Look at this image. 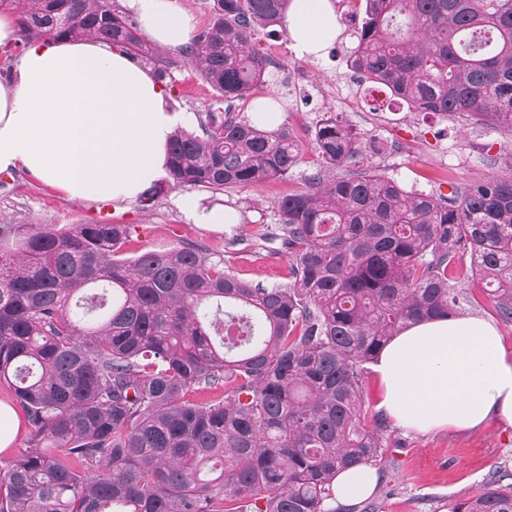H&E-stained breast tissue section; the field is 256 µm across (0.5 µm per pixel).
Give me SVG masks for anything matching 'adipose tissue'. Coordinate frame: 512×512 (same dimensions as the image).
Listing matches in <instances>:
<instances>
[{
    "label": "adipose tissue",
    "mask_w": 512,
    "mask_h": 512,
    "mask_svg": "<svg viewBox=\"0 0 512 512\" xmlns=\"http://www.w3.org/2000/svg\"><path fill=\"white\" fill-rule=\"evenodd\" d=\"M142 31L162 47L191 40L193 21L176 0H126ZM288 32L299 54L336 37L331 0H292ZM182 121L147 68L105 41L31 44L11 81L0 83V172L22 168L70 197L135 200L167 173V145ZM382 407L416 432L512 424V357L496 327L471 316L418 323L382 350ZM374 468L341 471L333 505L371 494Z\"/></svg>",
    "instance_id": "1"
}]
</instances>
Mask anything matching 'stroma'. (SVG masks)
Wrapping results in <instances>:
<instances>
[{"label": "stroma", "mask_w": 512, "mask_h": 512, "mask_svg": "<svg viewBox=\"0 0 512 512\" xmlns=\"http://www.w3.org/2000/svg\"><path fill=\"white\" fill-rule=\"evenodd\" d=\"M339 32V39L320 56L295 53L284 63L289 72L310 66L317 88L313 99H303L287 83L269 87V94L282 100L283 117L290 125L302 131L312 127L319 113H339L362 140L372 139L383 146L381 154H365V165L415 190H444L452 182L503 173V162L512 153L511 129H494L471 120L458 122L433 112H410L391 105L386 93L364 91L359 75L346 66L356 39L347 27H340ZM176 77L178 84L170 98L175 110L194 116L219 107L218 94L197 72L185 67ZM298 185V177L293 176L223 193L194 190L190 193L196 206L192 212L178 206L175 190L162 195L148 212L140 211L134 201L113 202L108 208L113 223L141 228L127 247V257L150 246L176 247L184 241L220 253L228 239L253 234L260 208L269 207ZM223 206L235 209L236 223L221 226L198 221L199 212ZM100 208V202L71 198L22 171L0 176V224H48L65 231L75 224L100 223ZM229 267L239 278L266 287L288 281L287 255L270 249L239 245ZM457 280L474 298L467 314L495 324L505 349L512 354V322L500 319L468 265L459 267ZM376 470V489L358 501L353 512H448L449 503L467 501L493 474H512V426L493 418L472 429L422 434L393 425Z\"/></svg>", "instance_id": "35a3bbf8"}]
</instances>
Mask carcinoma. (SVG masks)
Listing matches in <instances>:
<instances>
[{
  "mask_svg": "<svg viewBox=\"0 0 512 512\" xmlns=\"http://www.w3.org/2000/svg\"><path fill=\"white\" fill-rule=\"evenodd\" d=\"M290 0H213L181 56L224 101L167 148L168 178L138 198L284 179L254 246L288 253L290 281H244L197 243L124 257L133 224H0V384L30 429L0 466V512H342V470L388 438L363 402L365 366L413 324L457 316L469 261L512 322V164L450 192L405 189L362 167L358 133L325 112L276 127L255 91L273 81L260 33L288 34ZM352 66L415 112L512 128V0H362ZM17 16L8 61L32 42L97 39L152 67L179 61L118 0H0ZM194 390L205 398L190 402ZM493 475L448 512H512Z\"/></svg>",
  "mask_w": 512,
  "mask_h": 512,
  "instance_id": "carcinoma-1",
  "label": "carcinoma"
}]
</instances>
